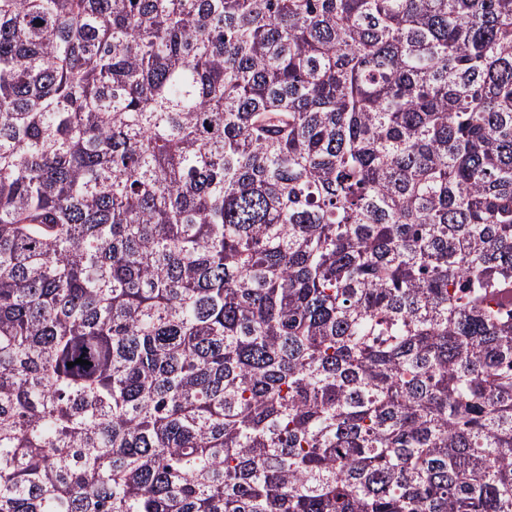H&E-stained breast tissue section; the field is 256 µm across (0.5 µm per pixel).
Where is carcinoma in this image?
I'll use <instances>...</instances> for the list:
<instances>
[{"label": "carcinoma", "instance_id": "obj_1", "mask_svg": "<svg viewBox=\"0 0 512 512\" xmlns=\"http://www.w3.org/2000/svg\"><path fill=\"white\" fill-rule=\"evenodd\" d=\"M0 512H512V0H0Z\"/></svg>", "mask_w": 512, "mask_h": 512}]
</instances>
